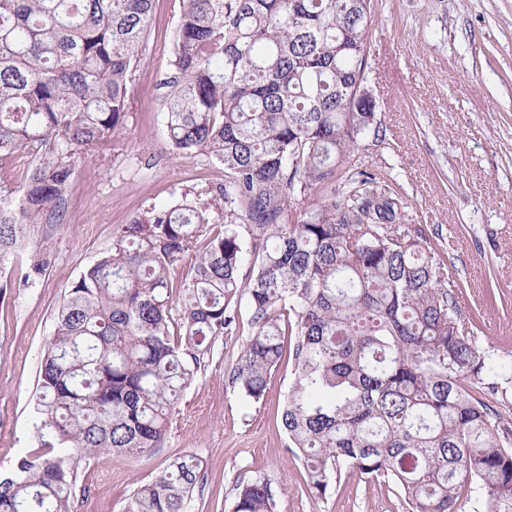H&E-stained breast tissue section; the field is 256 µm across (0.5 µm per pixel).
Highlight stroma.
I'll return each instance as SVG.
<instances>
[{
    "label": "stroma",
    "mask_w": 512,
    "mask_h": 512,
    "mask_svg": "<svg viewBox=\"0 0 512 512\" xmlns=\"http://www.w3.org/2000/svg\"><path fill=\"white\" fill-rule=\"evenodd\" d=\"M181 5L157 0L124 124L105 156L77 168L61 219L30 225L22 245L0 257L1 473L36 446L39 367L70 285L133 213L224 181L207 157L166 145L161 83ZM369 63L366 87L386 136H363L356 160L392 180L407 200V222L438 227L468 326L512 352V0H374ZM45 244L44 274L23 283ZM248 318L240 308L236 331L216 341L159 453L91 461L78 512H122L137 486L188 452L205 472L190 512H229L237 485L256 480L269 483L276 512H408L396 485L352 468L325 497L311 496L280 426L290 359L270 376L263 401H245L232 382Z\"/></svg>",
    "instance_id": "stroma-1"
}]
</instances>
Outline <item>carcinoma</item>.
Returning <instances> with one entry per match:
<instances>
[{
  "mask_svg": "<svg viewBox=\"0 0 512 512\" xmlns=\"http://www.w3.org/2000/svg\"><path fill=\"white\" fill-rule=\"evenodd\" d=\"M155 2L0 0V156L34 158L0 205V256L61 217L77 165L112 144ZM182 4L167 138L224 183L133 214L72 283L39 370L38 447L0 476V512H74L96 456L160 452L244 297L233 383L260 402L289 351L281 425L313 498L350 467L391 480L410 512H458L463 497L502 512L512 423L494 403L508 402L512 354L462 318L437 232L405 223V197L353 161L367 131L385 140L364 88L372 0ZM48 262L45 246L24 281ZM203 479L197 454L178 456L123 512H188ZM232 512H275L268 483L240 486Z\"/></svg>",
  "mask_w": 512,
  "mask_h": 512,
  "instance_id": "carcinoma-1",
  "label": "carcinoma"
}]
</instances>
